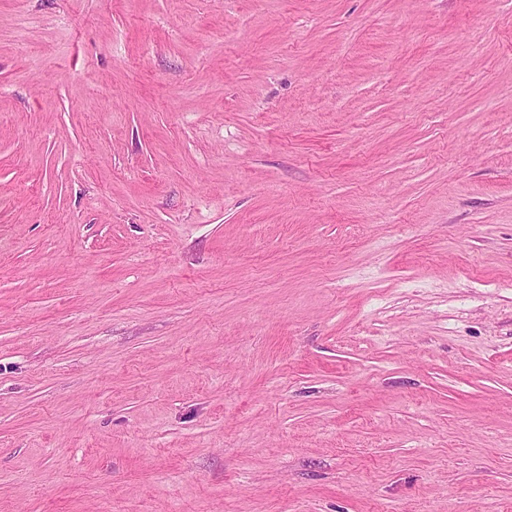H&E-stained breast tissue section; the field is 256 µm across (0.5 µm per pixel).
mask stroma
I'll return each mask as SVG.
<instances>
[{
	"mask_svg": "<svg viewBox=\"0 0 512 512\" xmlns=\"http://www.w3.org/2000/svg\"><path fill=\"white\" fill-rule=\"evenodd\" d=\"M0 512H512V0H0Z\"/></svg>",
	"mask_w": 512,
	"mask_h": 512,
	"instance_id": "obj_1",
	"label": "stroma"
}]
</instances>
